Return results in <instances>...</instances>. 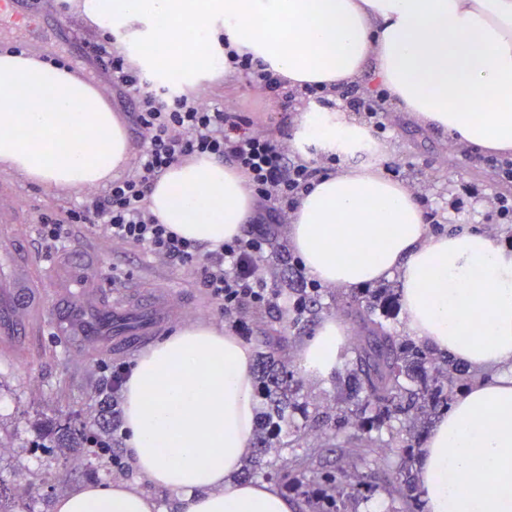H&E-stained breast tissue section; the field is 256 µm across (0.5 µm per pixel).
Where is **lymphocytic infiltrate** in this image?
<instances>
[{
	"label": "lymphocytic infiltrate",
	"instance_id": "f902f5d3",
	"mask_svg": "<svg viewBox=\"0 0 512 512\" xmlns=\"http://www.w3.org/2000/svg\"><path fill=\"white\" fill-rule=\"evenodd\" d=\"M87 53L137 100L131 114L138 158L133 172L113 180L105 195L86 198L56 216H41L38 233L47 247L66 246L75 230L87 225L103 239L133 243L161 263L178 266L198 276L222 311L237 312L255 303L273 304L275 297L250 259L264 251L269 226L283 223L301 194L310 192L322 173L290 159L287 150L258 131L250 117L211 108L187 95L162 96L150 90L138 71L103 45ZM227 61L253 85L272 94L276 104L289 110L296 95L262 63L228 51ZM348 108L363 115L375 132H386L384 115L388 93L377 87L356 94L343 92ZM208 155L240 169L256 196L252 229L245 236L206 250L179 236L150 213L147 197L157 179L187 157Z\"/></svg>",
	"mask_w": 512,
	"mask_h": 512
}]
</instances>
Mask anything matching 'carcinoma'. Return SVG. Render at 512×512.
I'll return each instance as SVG.
<instances>
[{"mask_svg":"<svg viewBox=\"0 0 512 512\" xmlns=\"http://www.w3.org/2000/svg\"><path fill=\"white\" fill-rule=\"evenodd\" d=\"M320 297L319 288H300L288 317L278 305L264 306L270 321L254 337L261 348L256 389L262 409L256 416L253 454L244 475L276 476L286 490L303 491L312 512H347L346 501L371 491L377 479L400 495L397 512H420L409 467L414 441L428 418L447 409L472 375L450 357H436L428 346L391 331L389 321L398 309L394 289L353 288L348 307L359 318L363 335L350 350L347 385L330 407L309 413L302 380L288 368L281 352L288 342L286 329L304 331L323 309ZM393 422L402 424L401 432L387 443L388 451L399 457L396 483L374 470L350 474L339 467L318 465L320 458L332 452L329 444H314L279 463L265 459L269 449L293 448L313 432L336 436L355 425L368 435ZM50 434L53 447L66 456L92 442L91 433L69 421L54 422Z\"/></svg>","mask_w":512,"mask_h":512,"instance_id":"obj_1","label":"carcinoma"}]
</instances>
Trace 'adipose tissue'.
I'll return each mask as SVG.
<instances>
[{
    "label": "adipose tissue",
    "instance_id": "ef3b65f1",
    "mask_svg": "<svg viewBox=\"0 0 512 512\" xmlns=\"http://www.w3.org/2000/svg\"><path fill=\"white\" fill-rule=\"evenodd\" d=\"M135 66L191 89L216 77L225 48L252 56L293 89L332 90L373 72L403 111L472 152L512 156V0H79ZM0 167L79 190L111 179L130 153L125 128L86 80L21 53L0 54ZM367 132L304 101L293 143L302 159L355 155ZM150 212L212 248L242 233L255 197L211 158L168 170ZM288 241L306 273L349 289L401 281L410 336L479 378L424 438L416 482L425 512H512V245L479 229L432 233L411 194L379 162L344 166L302 195ZM348 331L321 322L295 363L331 379ZM254 365L238 336L178 328L142 351L124 383L121 434L130 463L181 512H297L262 480L238 478L254 430ZM52 512H160L123 482L55 499Z\"/></svg>",
    "mask_w": 512,
    "mask_h": 512
}]
</instances>
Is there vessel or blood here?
<instances>
[{
	"instance_id": "obj_1",
	"label": "vessel or blood",
	"mask_w": 512,
	"mask_h": 512,
	"mask_svg": "<svg viewBox=\"0 0 512 512\" xmlns=\"http://www.w3.org/2000/svg\"><path fill=\"white\" fill-rule=\"evenodd\" d=\"M23 0H0V24L28 29L32 17ZM40 258L23 236L0 240V352L23 355L46 335L49 326L74 332L87 327L91 313L104 310L103 300L74 302L48 296L39 272Z\"/></svg>"
}]
</instances>
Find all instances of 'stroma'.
<instances>
[{"instance_id":"stroma-1","label":"stroma","mask_w":512,"mask_h":512,"mask_svg":"<svg viewBox=\"0 0 512 512\" xmlns=\"http://www.w3.org/2000/svg\"><path fill=\"white\" fill-rule=\"evenodd\" d=\"M29 14L49 23L64 20L67 35L51 41L36 33L18 34L0 27V52L13 49L45 61H60L100 89L122 122H129L132 104L123 89L113 86L100 66L86 55L88 45L102 43L103 36L78 12L76 0H27ZM205 104L227 112H246L258 130L287 147L299 159L292 139L298 112L284 113L256 86L233 71L202 81L192 92ZM383 136H371L355 163L377 160L400 164L399 180L413 196L444 210V230L481 227L497 240L512 242V226L502 223L490 207L488 194H512V185L497 182L494 173L476 161L475 154L454 147L439 129L424 125L412 113L392 108ZM8 182L12 206L28 212L32 220L70 207L90 195L103 193L104 185L66 191L35 184L22 175L0 169V182ZM463 201L460 211L448 209L450 198ZM51 273L64 289L77 292L92 287L101 277H115L112 290L113 320L140 324L132 304L138 294L161 290L169 300L168 317L157 330L165 336L174 328L198 323L230 327L227 316L202 288L194 274L155 260L141 246L109 242L87 228L77 232L66 255L53 258ZM145 340L127 341L113 335L111 341L89 346L58 332L45 336L25 361L0 359V484L8 489L1 503L8 512H51L56 497L88 483H112L119 479L137 486L156 499L161 512H177L168 493L150 485L132 466L113 468L108 458L81 457L79 463L58 459L53 448L39 447L40 424L61 415L79 418L91 431L111 429L112 406L101 402L97 388L101 364L130 367L148 348Z\"/></svg>"}]
</instances>
